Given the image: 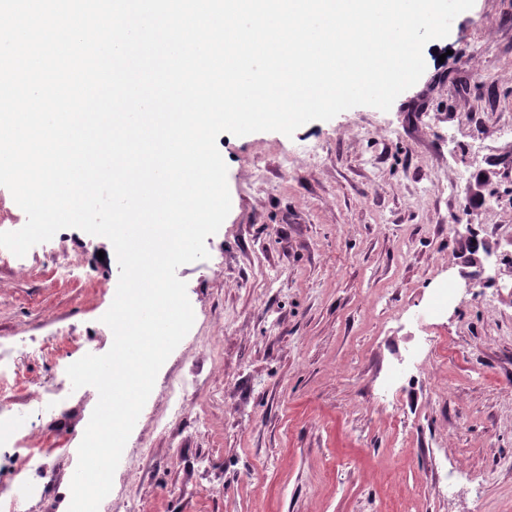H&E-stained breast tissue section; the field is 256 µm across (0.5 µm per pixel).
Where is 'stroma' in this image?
Instances as JSON below:
<instances>
[{
  "instance_id": "35a3bbf8",
  "label": "stroma",
  "mask_w": 512,
  "mask_h": 512,
  "mask_svg": "<svg viewBox=\"0 0 512 512\" xmlns=\"http://www.w3.org/2000/svg\"><path fill=\"white\" fill-rule=\"evenodd\" d=\"M423 56L424 74L389 111L356 106L290 137L222 134L231 210L206 239L205 265L177 270L194 324L160 369L99 512H512V272L480 294L466 287L459 204L444 190L512 155L498 126L512 115V0H475ZM493 186L474 215L507 252L512 177ZM54 250L89 252L93 276L52 281ZM112 252L65 228L19 265L0 263V342L44 346L23 370L61 387L34 420L45 444L26 481L41 492L19 512H67L98 395L59 370L78 357L71 340L95 355L112 346L101 321L119 277ZM444 279L454 302L423 318ZM426 335L448 343L446 358L382 404L386 374ZM192 376L205 385L175 412L169 387ZM63 432L64 455L51 446Z\"/></svg>"
}]
</instances>
